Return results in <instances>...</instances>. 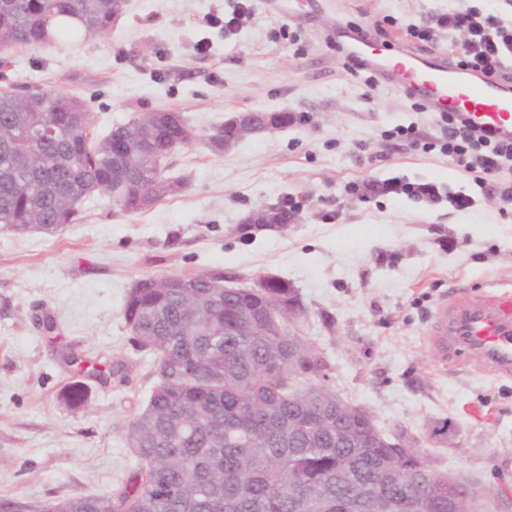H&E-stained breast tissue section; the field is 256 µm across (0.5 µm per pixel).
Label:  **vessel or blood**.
<instances>
[{"label":"vessel or blood","mask_w":512,"mask_h":512,"mask_svg":"<svg viewBox=\"0 0 512 512\" xmlns=\"http://www.w3.org/2000/svg\"><path fill=\"white\" fill-rule=\"evenodd\" d=\"M376 71L423 100L430 111L460 113L472 126L512 140V84L449 66L446 59H426L405 49ZM444 348L463 347L471 360L494 371L512 373V294L455 304L439 322Z\"/></svg>","instance_id":"b4317fda"}]
</instances>
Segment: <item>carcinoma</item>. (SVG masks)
<instances>
[{
  "label": "carcinoma",
  "mask_w": 512,
  "mask_h": 512,
  "mask_svg": "<svg viewBox=\"0 0 512 512\" xmlns=\"http://www.w3.org/2000/svg\"><path fill=\"white\" fill-rule=\"evenodd\" d=\"M117 0H0V42L36 45L83 38L112 28ZM27 97L0 93V226L17 233L51 235L79 219V207L104 192L122 210L152 207L181 186L159 161L197 139L179 112L164 124L140 130L139 120L112 127L99 143L90 136L85 103L47 90ZM40 122L56 135L35 140ZM30 157L35 167L19 164ZM70 191L73 208L59 211L55 193ZM164 277L141 279L128 290L124 319L134 340L153 355L158 379L144 409L131 421L129 443L138 468L111 496L76 494L43 502L38 512H375L372 490L389 468L393 435L355 419L358 441L336 443V423L318 416L288 439L299 418L298 391L325 384L332 370L321 356L323 379L297 378L288 360V337L238 336L233 323L249 312L288 328L297 289L273 277L221 294L207 323L184 321L186 296L166 288ZM383 492L414 497L418 512H448V484L425 477L411 487L390 479Z\"/></svg>",
  "instance_id": "cac0c4a2"
}]
</instances>
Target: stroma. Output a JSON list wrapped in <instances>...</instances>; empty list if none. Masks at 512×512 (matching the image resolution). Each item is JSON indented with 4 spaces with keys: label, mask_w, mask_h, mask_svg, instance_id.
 <instances>
[{
    "label": "stroma",
    "mask_w": 512,
    "mask_h": 512,
    "mask_svg": "<svg viewBox=\"0 0 512 512\" xmlns=\"http://www.w3.org/2000/svg\"><path fill=\"white\" fill-rule=\"evenodd\" d=\"M250 0L228 29L209 16L232 0H127L103 36L0 48V91L50 90L84 101L95 139L158 109L181 112L200 139L177 148L165 177L180 191L127 214L93 194L51 236L0 226V499L34 507L74 494L106 496L136 466L128 427L157 382L124 319L131 285L164 275L224 273L238 285L272 274L306 309L298 332L330 358L329 384L367 408L384 433L417 437L440 475L512 512V376L433 342L443 305L512 292V213L481 192L435 143L438 116L386 83L351 74L337 23L370 30L395 56L410 45L449 54L448 35L408 41L406 29L491 0ZM207 42L199 52L198 42ZM287 111V128L216 152L204 142L235 112ZM416 126L417 142L390 138ZM433 182L475 200L465 214L406 195L363 198L368 180ZM294 199L288 224L246 219ZM121 364L103 381L90 363ZM75 382L87 400L67 406ZM453 426L439 437L441 422Z\"/></svg>",
    "instance_id": "stroma-1"
}]
</instances>
